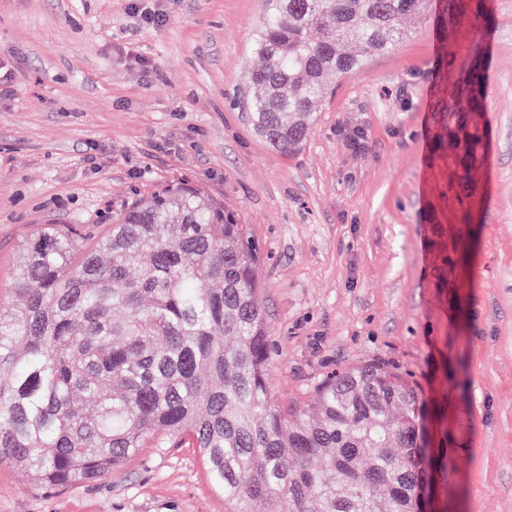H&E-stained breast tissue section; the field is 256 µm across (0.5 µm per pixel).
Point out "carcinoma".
<instances>
[{"mask_svg": "<svg viewBox=\"0 0 512 512\" xmlns=\"http://www.w3.org/2000/svg\"><path fill=\"white\" fill-rule=\"evenodd\" d=\"M471 4L482 14L483 0H264L251 126L278 151L298 149L329 77L396 50L406 21L431 6L448 39ZM480 53L448 108V160L464 168L486 144L469 120L485 106ZM260 267L247 225L188 184L153 193L92 244L72 227L25 240L17 303L0 311V464L63 489L106 477L150 440L188 444L233 512H421L413 382L356 364L288 419L270 391Z\"/></svg>", "mask_w": 512, "mask_h": 512, "instance_id": "obj_1", "label": "carcinoma"}]
</instances>
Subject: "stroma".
Wrapping results in <instances>:
<instances>
[{
  "label": "stroma",
  "mask_w": 512,
  "mask_h": 512,
  "mask_svg": "<svg viewBox=\"0 0 512 512\" xmlns=\"http://www.w3.org/2000/svg\"><path fill=\"white\" fill-rule=\"evenodd\" d=\"M432 16L336 79L304 147L272 150L241 97L263 0H0V307L19 247L49 225L105 233L131 203L190 182L249 225L281 409L337 369L411 373L436 512H512V0ZM482 47L490 134L460 195L443 136ZM198 449L140 451L105 478L41 490L0 464V512H230Z\"/></svg>",
  "instance_id": "35a3bbf8"
}]
</instances>
